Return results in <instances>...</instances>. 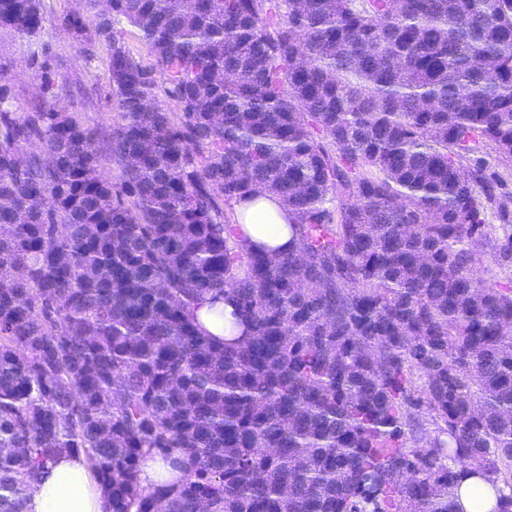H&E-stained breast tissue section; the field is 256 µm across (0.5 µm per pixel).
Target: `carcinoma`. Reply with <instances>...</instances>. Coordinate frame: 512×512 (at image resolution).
<instances>
[{
    "label": "carcinoma",
    "instance_id": "cac0c4a2",
    "mask_svg": "<svg viewBox=\"0 0 512 512\" xmlns=\"http://www.w3.org/2000/svg\"><path fill=\"white\" fill-rule=\"evenodd\" d=\"M84 2L119 188L50 77L17 112L0 71V512L70 454L108 512H458L471 475L512 512V0ZM260 189L286 253L225 211ZM232 312L233 307L230 305L223 304L214 308L210 303H205L196 311V316L203 327L214 336L231 339L240 333V328L234 327L232 330ZM167 466L159 457L149 458L141 468L140 483L144 487H150L168 477Z\"/></svg>",
    "mask_w": 512,
    "mask_h": 512
}]
</instances>
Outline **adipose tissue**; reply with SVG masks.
<instances>
[{
    "label": "adipose tissue",
    "mask_w": 512,
    "mask_h": 512,
    "mask_svg": "<svg viewBox=\"0 0 512 512\" xmlns=\"http://www.w3.org/2000/svg\"><path fill=\"white\" fill-rule=\"evenodd\" d=\"M233 214L243 237L257 248L285 252L291 249L292 216L277 198L259 193L233 203ZM27 512H106L103 494L84 455H64L47 465L27 492Z\"/></svg>",
    "instance_id": "obj_1"
}]
</instances>
